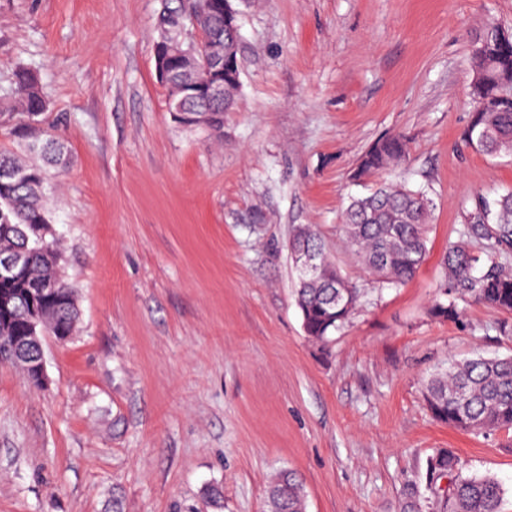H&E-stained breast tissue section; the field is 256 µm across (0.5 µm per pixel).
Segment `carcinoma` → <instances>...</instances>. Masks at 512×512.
I'll return each mask as SVG.
<instances>
[{"mask_svg": "<svg viewBox=\"0 0 512 512\" xmlns=\"http://www.w3.org/2000/svg\"><path fill=\"white\" fill-rule=\"evenodd\" d=\"M200 25L212 40L203 49V58L224 51L223 28L214 14L202 13ZM498 59L491 49L471 54L472 73L484 74L482 101H472L473 112L465 133L468 145L490 157H512V40L497 46ZM240 81L226 72L227 103L203 96L168 99V108L183 111L188 126L200 124L219 131L224 127V105H233ZM14 108L27 117L22 129L25 150L49 163H59L64 140L41 126L40 116L47 102L32 74L20 68L15 73ZM406 141L396 135L377 140L360 158L357 176H371L405 160ZM43 167L22 156L0 153V251L23 255L22 267L0 277V296L9 303L0 311V344H24L33 335L32 322L54 336L76 334L80 311L74 307L76 291L65 280L60 262L62 247L43 206ZM479 221L464 228L463 236L490 240L480 253L460 242L448 247L443 259L445 276L442 295L452 297L434 304L432 313L440 319L458 316L457 297H469L503 311H512V272L495 259L496 249L512 245V192L495 199L482 194L473 197ZM434 202L421 189L402 183L375 181L368 193L349 199L342 215V231L357 261L378 279L400 285L412 279L425 261L428 232ZM290 255L311 253L321 265L311 278L299 274L296 304L301 312L306 336L327 342L332 332L346 323L359 299L353 286L327 258L318 234L308 225L289 238ZM55 284L52 295L41 297L38 288ZM425 396L432 414L448 426L472 433L512 430V356L477 357L453 362L429 378ZM429 478L450 479L440 512H501L503 489L489 475L463 476L454 451L444 448L427 463ZM266 512H306L302 482L291 471L272 480Z\"/></svg>", "mask_w": 512, "mask_h": 512, "instance_id": "1", "label": "carcinoma"}]
</instances>
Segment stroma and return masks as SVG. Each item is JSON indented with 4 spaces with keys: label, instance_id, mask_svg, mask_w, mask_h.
<instances>
[{
    "label": "stroma",
    "instance_id": "35a3bbf8",
    "mask_svg": "<svg viewBox=\"0 0 512 512\" xmlns=\"http://www.w3.org/2000/svg\"><path fill=\"white\" fill-rule=\"evenodd\" d=\"M233 5L241 88L215 132L168 109L161 0H0V152L24 145L23 67L67 146L45 208L81 313L72 340H44V388L0 364V512H265L282 468L307 512H436L440 448L497 478L512 512V431L454 430L423 396L451 360L512 356V312L430 314L472 194L512 190V161L465 142L472 39L488 20L512 29V0ZM387 134L409 153L384 180L436 203L429 254L399 286L364 274L340 221ZM305 224L361 290L325 344L295 302L288 239Z\"/></svg>",
    "mask_w": 512,
    "mask_h": 512
}]
</instances>
